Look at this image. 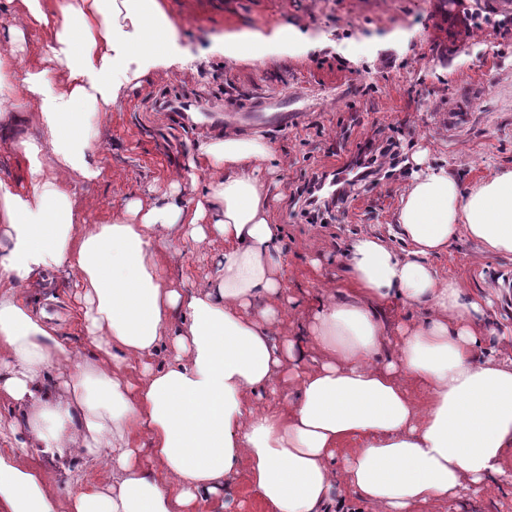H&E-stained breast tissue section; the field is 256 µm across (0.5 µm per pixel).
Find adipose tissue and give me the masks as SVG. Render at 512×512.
I'll use <instances>...</instances> for the list:
<instances>
[{
	"instance_id": "1",
	"label": "adipose tissue",
	"mask_w": 512,
	"mask_h": 512,
	"mask_svg": "<svg viewBox=\"0 0 512 512\" xmlns=\"http://www.w3.org/2000/svg\"><path fill=\"white\" fill-rule=\"evenodd\" d=\"M0 13V134L27 163L22 186L0 182V396L20 410L35 455L91 460L112 475L64 492L20 451H0V512H58L62 501L68 512H202L243 462L271 512H335L339 485L375 512H416L505 476L512 350L483 356L482 337L495 333L490 299L464 298L431 259L461 238L512 255L511 166L466 186L416 152L424 171L394 216L406 250L357 236L338 289L277 340L295 298L260 176L274 154L264 138L201 142L177 178L100 223H84L78 207L79 188L108 176L79 107L116 104L118 72L140 77L169 58L176 27L159 0H0ZM33 30L44 39L37 54ZM201 171L206 187L183 198ZM212 239L224 242L216 279L188 292L165 278L163 250ZM57 266L77 282L94 358L18 294ZM396 302L428 315L389 327L384 311ZM165 343L171 361L151 368ZM309 347L320 352L311 362ZM135 361L136 380L124 373ZM280 377L293 391L278 407L246 402Z\"/></svg>"
}]
</instances>
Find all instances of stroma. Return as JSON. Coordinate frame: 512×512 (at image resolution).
I'll return each instance as SVG.
<instances>
[{"label":"stroma","instance_id":"35a3bbf8","mask_svg":"<svg viewBox=\"0 0 512 512\" xmlns=\"http://www.w3.org/2000/svg\"><path fill=\"white\" fill-rule=\"evenodd\" d=\"M176 26L173 64L129 78L121 101L84 106L85 134L101 138L108 179L82 190L85 220L100 223L122 211L130 193L169 182L197 141L211 129L191 130L184 114L155 111L158 100L199 97L232 113L248 99L286 92L300 112L288 131L261 130L275 151L283 228L281 266L298 301L278 333L304 323L314 297L336 283L347 243L362 233L389 236L400 197L413 179L417 149L434 167L463 184L512 165V0H161ZM290 28L282 36V28ZM250 40L239 56L229 36ZM398 145L397 166L358 190L342 212L308 223L297 215L296 187L315 171H335L376 133ZM223 240L180 242L164 254L165 274L193 286L214 275ZM321 258L313 268V258ZM466 297L490 295L489 319L512 328V256L486 255L467 239L432 260ZM36 307L57 315L58 335L84 354L92 346L76 317L74 279L67 269L43 272L22 289ZM430 512H512V481L462 490Z\"/></svg>","mask_w":512,"mask_h":512}]
</instances>
